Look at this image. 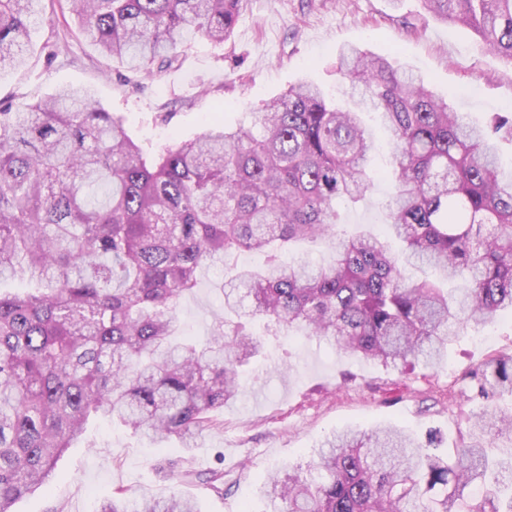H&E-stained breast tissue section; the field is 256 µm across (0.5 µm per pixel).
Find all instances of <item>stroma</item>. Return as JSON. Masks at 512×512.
Here are the masks:
<instances>
[{"mask_svg":"<svg viewBox=\"0 0 512 512\" xmlns=\"http://www.w3.org/2000/svg\"><path fill=\"white\" fill-rule=\"evenodd\" d=\"M42 8L30 30L25 66L0 74V105L86 87L150 153L175 137L194 139L214 118L234 127L248 122L249 111L302 79L342 98L338 53L349 45L411 67L471 120L512 111V67L470 28L436 19L422 0H240L224 44L187 35L176 67L150 75L104 58L50 0ZM363 120L374 131V188L342 210L340 230L380 235L391 190L389 135L375 114L364 113ZM223 281L222 266L202 270L198 287L179 304L184 335L205 336L222 316ZM252 330L265 336V354L245 368L242 394L217 413V425L196 448H182L175 439L159 445L110 420L93 419L84 439L58 461L54 479L17 501L14 512H99L120 488L133 497H187L199 512H267V471L308 467L340 429L395 425L421 440L438 433L449 448L467 441L469 407L460 396L465 375L490 357L512 354V315L506 313L464 330L441 364L404 372L338 353L314 337L266 336L260 320ZM183 470L200 477L177 480ZM211 470L224 474L220 490L201 479Z\"/></svg>","mask_w":512,"mask_h":512,"instance_id":"1","label":"stroma"}]
</instances>
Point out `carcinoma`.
Masks as SVG:
<instances>
[{
  "label": "carcinoma",
  "instance_id": "carcinoma-1",
  "mask_svg": "<svg viewBox=\"0 0 512 512\" xmlns=\"http://www.w3.org/2000/svg\"><path fill=\"white\" fill-rule=\"evenodd\" d=\"M39 0H0V71L24 64ZM439 19L470 27L512 65V0H423ZM239 0H67L79 32L110 58L146 73L189 32L221 43ZM342 79L362 88L343 109L301 81L249 113L210 123L149 159L88 88L21 108L0 107V512L47 485L57 461L96 416L193 448L212 414L242 392L241 368L263 341L300 331L385 366L433 367L458 331L512 313V176L497 142L512 118L467 122L423 78L358 47L340 55ZM377 112L393 146L387 202L400 253L377 236L344 237L338 206L373 188ZM105 189V201L95 195ZM328 239L324 263L288 261L299 241ZM264 265L221 286L226 316L208 338L178 339L181 299L200 272L239 252ZM432 268L436 279L409 270ZM478 412L470 442L443 454L403 430H343L318 453L317 476L267 477L269 512H512V355L466 377ZM101 512H199L186 498L124 492Z\"/></svg>",
  "mask_w": 512,
  "mask_h": 512
}]
</instances>
